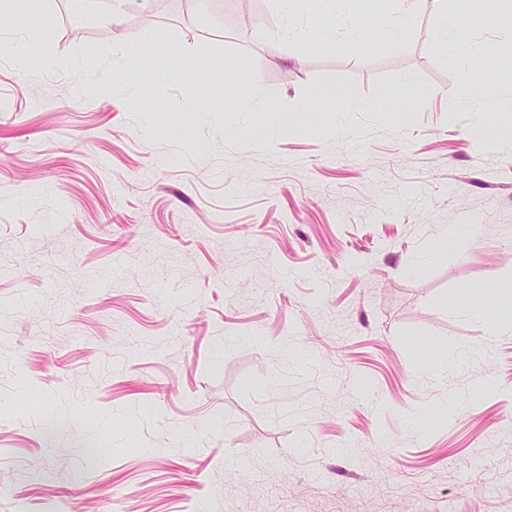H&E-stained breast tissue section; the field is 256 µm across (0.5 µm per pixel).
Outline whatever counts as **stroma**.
<instances>
[{"label": "stroma", "mask_w": 512, "mask_h": 512, "mask_svg": "<svg viewBox=\"0 0 512 512\" xmlns=\"http://www.w3.org/2000/svg\"><path fill=\"white\" fill-rule=\"evenodd\" d=\"M460 8L0 15V512H512V34ZM401 3L408 4L407 7L401 9L395 17L389 20H382L380 18L357 15L349 22V28L351 31L352 41L357 42L360 37L362 30L367 26L379 22L384 25L389 40L398 42L402 40L409 30V24L412 19L414 9L425 0H402Z\"/></svg>", "instance_id": "35a3bbf8"}]
</instances>
